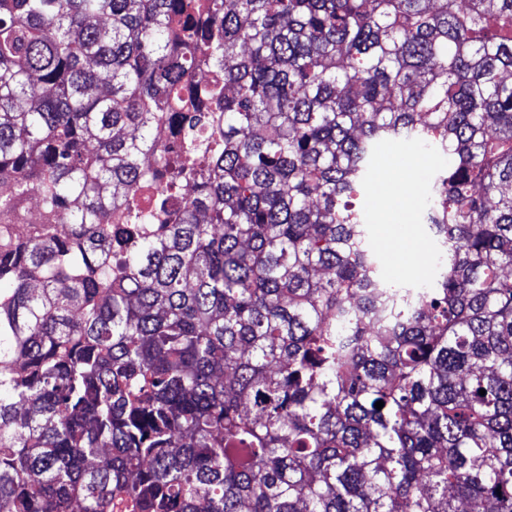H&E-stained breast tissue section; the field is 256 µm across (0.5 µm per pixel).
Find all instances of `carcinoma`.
Masks as SVG:
<instances>
[{
	"mask_svg": "<svg viewBox=\"0 0 512 512\" xmlns=\"http://www.w3.org/2000/svg\"><path fill=\"white\" fill-rule=\"evenodd\" d=\"M0 184V512H512V0H0ZM451 163L449 155L423 151L413 140L379 146L362 203L370 218L371 245L391 276L418 284L433 275L439 254L427 224H421V214L434 172ZM415 249L424 263H430L417 273L408 259Z\"/></svg>",
	"mask_w": 512,
	"mask_h": 512,
	"instance_id": "obj_1",
	"label": "carcinoma"
}]
</instances>
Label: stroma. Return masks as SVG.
I'll list each match as a JSON object with an SVG mask.
<instances>
[{
    "label": "stroma",
    "mask_w": 512,
    "mask_h": 512,
    "mask_svg": "<svg viewBox=\"0 0 512 512\" xmlns=\"http://www.w3.org/2000/svg\"><path fill=\"white\" fill-rule=\"evenodd\" d=\"M449 162L412 140L382 143L376 153L362 203L371 245L395 278L417 284L434 273L437 245L421 214L434 172Z\"/></svg>",
    "instance_id": "obj_1"
}]
</instances>
